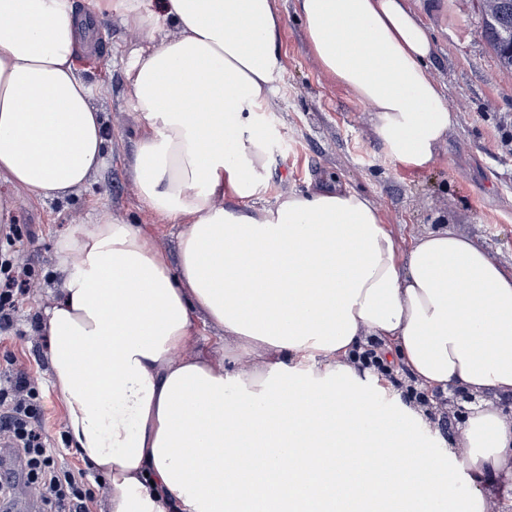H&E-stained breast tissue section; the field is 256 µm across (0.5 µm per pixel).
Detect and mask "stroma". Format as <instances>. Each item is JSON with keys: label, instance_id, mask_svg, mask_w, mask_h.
I'll use <instances>...</instances> for the list:
<instances>
[{"label": "stroma", "instance_id": "1", "mask_svg": "<svg viewBox=\"0 0 512 512\" xmlns=\"http://www.w3.org/2000/svg\"><path fill=\"white\" fill-rule=\"evenodd\" d=\"M276 5L285 19L284 69L258 120L267 142V169L257 206L273 205L291 191L339 183L373 198L400 249L445 227L473 239L511 273L512 73L502 70L481 35L476 0H411L436 47L432 75L444 87L449 108L459 114L457 126L425 171L386 154L369 106L313 62L294 0H276ZM88 25L95 48L76 56L75 67L86 82L101 89L93 104L104 120L105 164L58 200H39L0 181V195L13 200L10 221L21 231L14 248L20 263L34 270V284L20 304L15 329L0 334V352L11 351L42 384L45 433L52 440L65 429V410L53 383L40 320L43 309L59 295L60 239L106 212L123 223L143 225L155 246L173 255L180 230L146 208L126 167L143 129L129 101L126 69L145 36L116 18L92 17ZM179 354L223 365V330L198 324ZM378 381L405 403L425 407L429 422L424 434L436 451L445 452L463 427L456 406L444 399L423 403L421 387L397 362L390 376Z\"/></svg>", "mask_w": 512, "mask_h": 512}]
</instances>
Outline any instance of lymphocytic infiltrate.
Instances as JSON below:
<instances>
[{
	"label": "lymphocytic infiltrate",
	"mask_w": 512,
	"mask_h": 512,
	"mask_svg": "<svg viewBox=\"0 0 512 512\" xmlns=\"http://www.w3.org/2000/svg\"><path fill=\"white\" fill-rule=\"evenodd\" d=\"M6 245L0 248V331L14 325L19 297L32 281L30 266L19 264L13 245L19 237L16 225L4 234ZM11 352L0 355V446L13 453L21 470H0V497L9 498L18 478L36 488L47 512H91L93 491L86 471L75 470L60 460L43 434V391L31 374L14 370Z\"/></svg>",
	"instance_id": "obj_1"
}]
</instances>
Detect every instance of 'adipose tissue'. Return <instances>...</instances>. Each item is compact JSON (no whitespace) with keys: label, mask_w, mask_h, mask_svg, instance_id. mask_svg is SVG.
<instances>
[{"label":"adipose tissue","mask_w":512,"mask_h":512,"mask_svg":"<svg viewBox=\"0 0 512 512\" xmlns=\"http://www.w3.org/2000/svg\"><path fill=\"white\" fill-rule=\"evenodd\" d=\"M318 67L373 112L386 153L425 170L458 123L410 0H294ZM151 43L127 71L144 132L128 157L143 203L181 224L177 256L103 215L58 245L43 310L65 431L107 479L108 512H409L512 502V421L486 402L449 443L467 496L354 352L382 340L427 389L512 397V274L445 229L401 251L370 196L345 187L254 207L267 145L255 118L283 70L276 0H0V180L64 197L103 161L96 89L74 58L86 15ZM174 36L156 39L161 26ZM208 103L187 112L171 90ZM204 315L231 350L173 359ZM255 457L238 454L242 443ZM381 448L368 460L364 444Z\"/></svg>","instance_id":"obj_1"}]
</instances>
